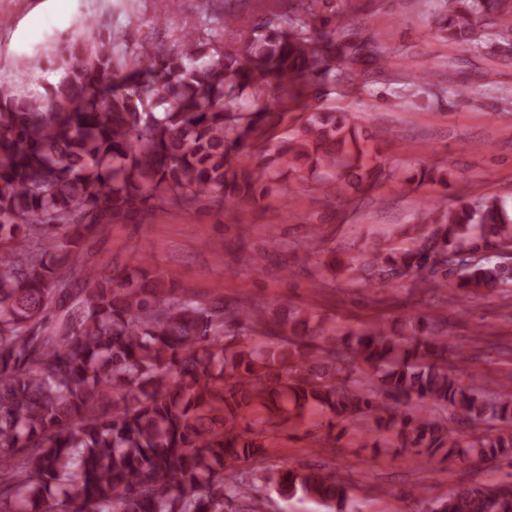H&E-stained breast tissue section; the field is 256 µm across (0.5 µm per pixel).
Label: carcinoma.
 <instances>
[{
	"label": "carcinoma",
	"instance_id": "1",
	"mask_svg": "<svg viewBox=\"0 0 512 512\" xmlns=\"http://www.w3.org/2000/svg\"><path fill=\"white\" fill-rule=\"evenodd\" d=\"M332 0H224L194 24L133 46L117 34L44 67L15 63L0 78V512H261L234 467L265 464L282 497L301 492L342 512L347 488L318 472L270 462L269 425L308 409L374 421L371 440L445 458L512 461V388L463 385L455 345L426 313L394 338L372 321L327 343L312 309L256 308L178 294L138 260L112 274L82 260L89 228L145 206L208 197L255 203L282 178H313L336 196L384 174L345 112L304 103L284 143H272L288 94L378 73L389 54L369 45ZM448 51L479 48L485 26L512 31V0H447ZM320 24H315V19ZM37 70L41 90L26 88ZM419 224L368 255L380 278L466 296L512 285V210L463 193L453 206L420 200ZM365 365L371 375L351 378ZM406 409L397 411V405ZM497 433L465 436L442 413ZM256 428L236 430L240 413ZM422 512H512V482L422 496Z\"/></svg>",
	"mask_w": 512,
	"mask_h": 512
}]
</instances>
